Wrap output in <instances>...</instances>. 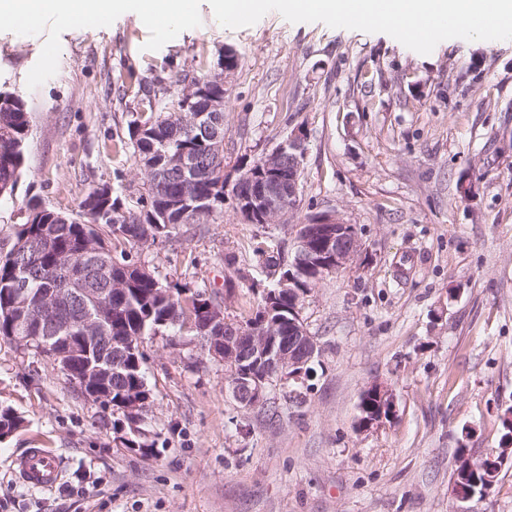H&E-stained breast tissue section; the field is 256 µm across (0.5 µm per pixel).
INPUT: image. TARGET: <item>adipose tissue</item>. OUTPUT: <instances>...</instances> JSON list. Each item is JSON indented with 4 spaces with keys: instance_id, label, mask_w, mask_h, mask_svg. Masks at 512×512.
<instances>
[{
    "instance_id": "1",
    "label": "adipose tissue",
    "mask_w": 512,
    "mask_h": 512,
    "mask_svg": "<svg viewBox=\"0 0 512 512\" xmlns=\"http://www.w3.org/2000/svg\"><path fill=\"white\" fill-rule=\"evenodd\" d=\"M272 1L277 2L282 12L297 17L337 20L345 8V0H320L314 7L307 0H213L217 16L238 25L263 13ZM363 9L364 28L382 29L394 40L415 45H426L442 37L441 31L422 28V19L430 14L489 12L499 22L497 35H512V0H363ZM47 11L67 26L79 24L86 13H132L144 27L157 33L190 22L183 0H166L161 7L154 0H0V21L14 23L23 17L35 25Z\"/></svg>"
}]
</instances>
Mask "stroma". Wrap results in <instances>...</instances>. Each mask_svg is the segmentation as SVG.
Instances as JSON below:
<instances>
[{
	"instance_id": "1",
	"label": "stroma",
	"mask_w": 512,
	"mask_h": 512,
	"mask_svg": "<svg viewBox=\"0 0 512 512\" xmlns=\"http://www.w3.org/2000/svg\"><path fill=\"white\" fill-rule=\"evenodd\" d=\"M194 9L192 25L162 38L131 14L0 25V91L21 96L29 119L0 235L32 199L79 217L102 183L138 209L144 176L112 145L128 139L144 87L162 80L157 99L170 106L178 75L213 68L229 47L226 180L304 129L300 207L247 224L229 195L213 221L134 248L133 261L242 322L265 282L256 248L291 258L311 216L352 224L364 259L303 295L319 356L306 384L275 382L273 407L234 401L223 361L192 334L145 341V454L127 447L121 412L0 341V409L25 420L0 439V512H512V458L484 499L451 492L459 451L501 447L512 408V38L462 28L418 47L275 8L242 26L217 18L213 0ZM374 382L396 410L361 431L358 403ZM28 448L59 456L56 487L16 477Z\"/></svg>"
}]
</instances>
